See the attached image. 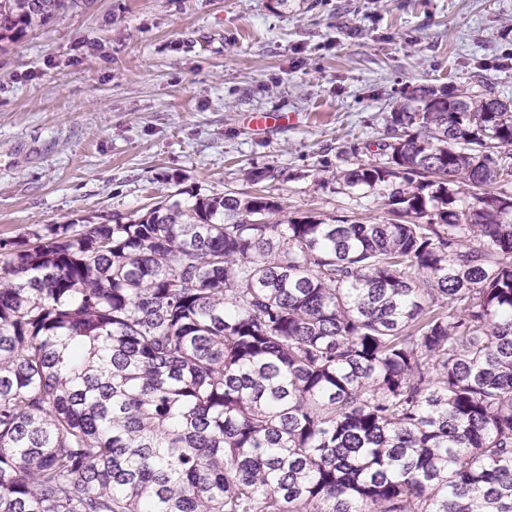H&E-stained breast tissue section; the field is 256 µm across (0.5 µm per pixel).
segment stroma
Here are the masks:
<instances>
[{"instance_id": "35a3bbf8", "label": "stroma", "mask_w": 512, "mask_h": 512, "mask_svg": "<svg viewBox=\"0 0 512 512\" xmlns=\"http://www.w3.org/2000/svg\"><path fill=\"white\" fill-rule=\"evenodd\" d=\"M445 84L512 99V0H78L0 51V238L246 194L263 167L280 219L382 222L342 152L376 160L387 116Z\"/></svg>"}]
</instances>
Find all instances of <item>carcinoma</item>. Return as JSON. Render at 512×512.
Returning a JSON list of instances; mask_svg holds the SVG:
<instances>
[{"label": "carcinoma", "instance_id": "1", "mask_svg": "<svg viewBox=\"0 0 512 512\" xmlns=\"http://www.w3.org/2000/svg\"><path fill=\"white\" fill-rule=\"evenodd\" d=\"M413 100L340 175L382 223L178 189L0 238V512H512V103Z\"/></svg>", "mask_w": 512, "mask_h": 512}]
</instances>
